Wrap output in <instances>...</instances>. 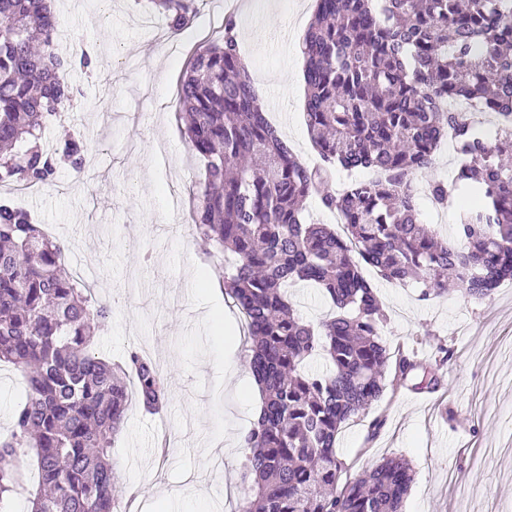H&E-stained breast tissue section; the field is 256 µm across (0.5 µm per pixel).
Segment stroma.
Masks as SVG:
<instances>
[{"mask_svg": "<svg viewBox=\"0 0 512 512\" xmlns=\"http://www.w3.org/2000/svg\"><path fill=\"white\" fill-rule=\"evenodd\" d=\"M193 23L172 33L148 0H56L59 52L83 47L90 66L73 65L74 103L65 125L85 138L83 173L60 167L39 193L0 187V201L21 204L37 223L64 239L73 257L97 271L98 297L112 305L92 347L113 362L140 350L166 378L168 406L149 415L130 407L113 465L121 501L133 512H232L248 455L238 445L253 420L241 388L249 380L245 347L225 346L201 322L205 306L238 312L212 296L185 259L197 244L189 191L204 173L188 150L177 118L176 83L185 50L207 35L205 18L238 23L240 52L270 121L301 161L318 163L305 124L299 38L312 20L307 0H196ZM214 23V24H215ZM459 165L445 142L429 167L415 171L423 223L449 230L456 207L429 200L437 180L452 181ZM383 337L428 357L437 391L418 390L416 371L338 436L336 452L353 479L384 455L409 460L414 481L403 512H512V281L478 299L458 288L423 300L419 289L381 278ZM236 369L226 381L220 363ZM23 373L0 366V433L25 399ZM383 419L372 431L374 419ZM222 439L229 451L206 455Z\"/></svg>", "mask_w": 512, "mask_h": 512, "instance_id": "obj_1", "label": "stroma"}]
</instances>
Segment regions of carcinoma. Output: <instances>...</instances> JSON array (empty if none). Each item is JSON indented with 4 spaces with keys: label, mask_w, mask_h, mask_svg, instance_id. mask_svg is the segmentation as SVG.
I'll list each match as a JSON object with an SVG mask.
<instances>
[{
    "label": "carcinoma",
    "mask_w": 512,
    "mask_h": 512,
    "mask_svg": "<svg viewBox=\"0 0 512 512\" xmlns=\"http://www.w3.org/2000/svg\"><path fill=\"white\" fill-rule=\"evenodd\" d=\"M177 33L195 0H151ZM52 0H0V186L45 184L60 163L83 170L79 141L53 151L46 127L71 106L68 63L56 51ZM305 123L321 164L309 168L267 120L242 65L235 17L194 49L180 77L190 151L204 162L193 221L207 252L231 254L218 270L225 297L251 340L249 366L263 407L242 438L250 449L234 512H402L413 482L408 460L377 459L341 482L336 440L344 425L424 367L382 338L385 315L364 278L448 291V273L475 298L512 280V0H317L301 36ZM462 99L498 120L492 140L448 108ZM453 131L462 157L445 204L458 195L448 237L420 224L408 176L432 161ZM368 169L336 193L333 170ZM319 194L344 234L306 220ZM65 244L31 214L0 204V362L23 372L28 394L0 437V510L24 479L39 482L30 512H117L110 464L131 401L167 406L165 380L137 351L112 364L91 349L110 308L74 278ZM298 283L329 299L314 325L288 295ZM326 360L322 371L310 361Z\"/></svg>",
    "instance_id": "obj_1"
}]
</instances>
